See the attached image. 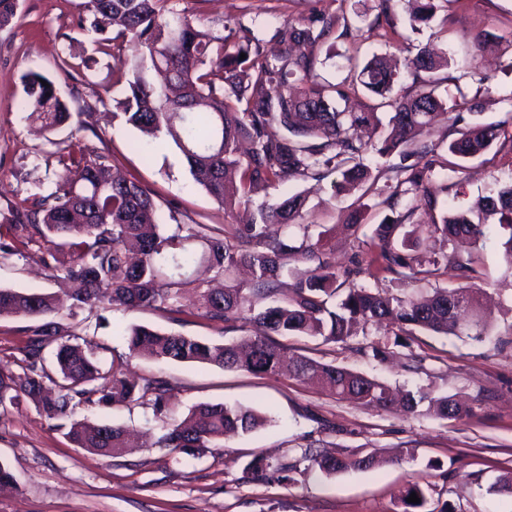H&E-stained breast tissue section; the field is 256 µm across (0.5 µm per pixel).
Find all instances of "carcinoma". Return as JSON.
Segmentation results:
<instances>
[{
  "label": "carcinoma",
  "instance_id": "carcinoma-1",
  "mask_svg": "<svg viewBox=\"0 0 512 512\" xmlns=\"http://www.w3.org/2000/svg\"><path fill=\"white\" fill-rule=\"evenodd\" d=\"M411 28L433 15L435 0H416ZM168 0H86L93 15L94 30L103 32L119 25L128 43L140 47L132 65L125 98L118 103L126 123L147 135L165 132L184 155L195 181L217 202L247 205L252 194L291 176L317 177L323 171L337 172V188L363 185L373 178L364 163L368 150L384 156L399 152L396 184L389 186L386 202L395 209L398 198L408 195L405 212L377 225L379 250L369 255L353 254L350 265L336 270L315 239L316 225L305 221V200L292 195L263 203L248 223L228 235L225 229L206 224H176L170 233L159 231L156 204L151 193L134 179L113 174L109 158L75 142L58 152L60 168L55 190L37 192L23 199L22 206L0 217L7 224L0 240V259L22 254L42 238L52 243L42 257L52 267L56 251L70 256L63 267L71 289L69 313L99 304L126 310L163 308L185 316H200L234 328L244 321L250 333L229 343H215L183 334L163 333L142 325L125 331L131 356H147L162 362H187L275 374L281 363L276 336L303 334L326 341H344L368 324L421 329L442 336L463 334L481 341L491 335L492 325L483 317L473 288L435 287L427 296L401 297L359 283L362 277L378 279L385 273L398 280L438 277L450 269L454 277L471 279L475 258L423 257L420 242L404 230L407 220L420 209L432 210L436 191L427 186L424 169L412 157H421L426 147L418 137L442 111H477L467 100L448 104L436 93L434 74L450 67L447 53L422 50L406 61L416 78L415 90L393 95L398 82L396 67L384 56H372L350 80L340 84L321 82L314 73L315 57L294 56L293 46H320L336 29L352 35L343 15H323L307 24L286 22L272 38L281 45L276 55L264 52V39L256 21L243 17L226 21L227 35L201 30L187 15L166 17ZM245 59H240V54ZM150 69L165 74L166 84L156 90L147 80ZM47 77L29 72L23 76L24 107L28 117L54 132L66 125L72 113ZM368 91L376 100L371 112H350L340 102L348 91ZM391 108L390 131L372 143L358 135L363 126L378 127L376 109ZM512 141L505 122L475 124L462 137L448 143V152L463 160L475 158L500 139ZM499 215L498 223L486 224L471 215ZM279 225L284 231H271ZM431 233L453 242L467 240L474 247L487 237L502 238L503 262L512 268V185L498 197L480 198L466 212L442 216ZM309 262L311 267L284 278L290 265ZM205 265L224 278V287L205 288L191 279L189 269ZM247 266L251 281L242 285L233 279L238 267ZM348 291L338 308L329 307L338 280ZM289 288L281 304L277 296ZM197 291L193 310L183 308L185 289ZM56 300L50 293L0 288V315L43 318L29 328L21 373L0 377V407L22 397L31 399L49 421L77 448L101 457L131 450L128 431L112 424L75 420L80 405L135 404L152 409L164 424L159 444L173 453L192 454L228 435L250 433L267 422L261 412L248 407L201 403L180 418L168 417L170 382L161 375L130 380L123 358L114 357L104 367L98 353L101 345L88 336L70 333L50 319ZM293 376L318 384L336 396L365 407L396 408L409 415L433 414L443 419H462L473 410L452 396L407 392L393 399L390 386L374 378L309 357L293 360ZM303 473L332 475L375 466L374 454L361 457L304 453ZM246 472L261 480H288L286 466H272L256 456Z\"/></svg>",
  "mask_w": 512,
  "mask_h": 512
}]
</instances>
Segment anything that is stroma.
<instances>
[{
    "label": "stroma",
    "instance_id": "35a3bbf8",
    "mask_svg": "<svg viewBox=\"0 0 512 512\" xmlns=\"http://www.w3.org/2000/svg\"><path fill=\"white\" fill-rule=\"evenodd\" d=\"M378 0H170L175 14H189L204 30L220 34L224 21L242 14L254 18L262 37L283 22L305 23L325 14L345 15L359 38L331 35L330 49H317V72L332 82L348 73L350 58L372 55L404 60L426 47L452 59L440 93L448 100L474 99L479 111L456 123L442 117L426 132L433 147L423 158L431 186L447 185L451 208L512 184V143H499L479 157L446 167L450 140L469 125L512 119V0H437L431 20L409 27L411 0H396L397 33H371ZM85 0H20L12 23L0 29V213H7L31 191L25 173L34 171L52 189L58 166L55 147L78 141L109 155L127 177L138 180L157 205V222L207 224L229 228L246 220L244 206L217 203L191 176L181 151L164 135L148 138L116 117L125 84L115 82L113 47L124 40L120 28L97 34L78 25ZM93 57L88 71L80 59ZM40 73L52 80L68 104L70 124L44 137L26 120L22 77ZM379 178L368 189L338 191V173L318 179L292 177L258 190L253 204L303 195L307 220L323 225L322 245L337 267H345L356 247L375 249L374 230L390 217L386 183L398 154L374 155ZM45 241L0 263V288L59 292L64 281L44 267ZM473 280L482 292L494 329L476 342L420 330L366 326L344 341L282 336L286 355L332 363L411 392L448 395L473 407V417L439 419L366 408L288 375H255L195 363L157 364L132 357L122 335L136 324L224 343L248 334L225 331L203 317L178 319L156 308L103 309L97 323L76 325L66 312L58 319L77 334L102 344L99 356L126 358L128 374L166 376L173 389L168 406L181 413L198 403L241 405L272 419L266 428L228 436L192 455L159 447L162 423L151 410L133 405H91L77 415L142 432L144 447L117 457H101L74 447L52 428L33 403L0 410V463L14 474L15 490L0 492V512H402V494L413 482L425 492L422 512H512V494L496 491L498 477L512 469V270L501 259L497 237L481 249ZM28 320L0 317V373L20 371ZM378 345L383 358L366 353ZM323 454L384 457L382 466L331 476H295L284 482L254 481L244 467L254 455L269 462H297L305 449Z\"/></svg>",
    "mask_w": 512,
    "mask_h": 512
}]
</instances>
